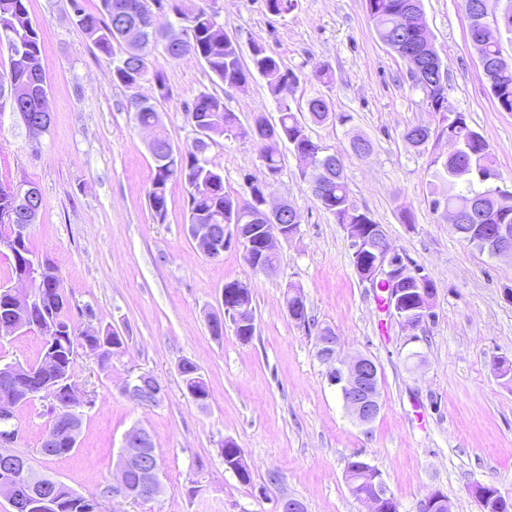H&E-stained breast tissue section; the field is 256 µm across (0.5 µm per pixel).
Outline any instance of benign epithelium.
Returning <instances> with one entry per match:
<instances>
[{
  "label": "benign epithelium",
  "mask_w": 512,
  "mask_h": 512,
  "mask_svg": "<svg viewBox=\"0 0 512 512\" xmlns=\"http://www.w3.org/2000/svg\"><path fill=\"white\" fill-rule=\"evenodd\" d=\"M429 64L421 65L412 58H406L408 77L411 80L428 82V77L441 62L440 57L427 52ZM11 111H17L18 100H24L25 108L30 112L40 113V118L30 126L29 132L41 134L50 126V112L47 110V87L37 78L25 84H15L7 90ZM18 212L25 217L27 223L16 225L20 234H25L29 225L35 223L41 211V192L34 184L18 187L15 192ZM265 211L262 216L268 223L263 225L265 240L253 243L255 225L237 224L232 232H224V247L237 245L245 248L249 264L262 273L270 272L264 266L263 256L269 249L277 248L278 241L292 239L300 228L299 216L295 209L289 210L278 203H264ZM482 204L477 198L466 196L457 205L450 208L439 206L448 222L458 224L462 220L475 215L481 210ZM289 214L290 223L279 224L277 219L283 214ZM188 235L196 242L198 248L206 251L213 242L214 230L209 224L186 225ZM464 234L475 240H483L487 244V252L498 258L512 260V225L496 224L488 229L484 224L464 225ZM348 235L352 241L353 267L363 281L374 286L385 281L391 287V314L394 315L405 330H415L433 314V304L430 286L424 282L420 270L408 269L400 255L391 247L385 237L381 224H351ZM412 282L421 288L422 304L420 308L406 313L400 308V296L404 293L401 286ZM287 292L292 295L293 303L286 306L291 320L302 327H307L300 315L306 299L301 291L292 284L287 285ZM224 318L233 320V327L250 335L255 333L256 324L250 307L236 299L230 300L223 306ZM317 356L323 363L330 366L328 378L331 384L337 386L347 411L361 425H369L380 413L379 382L381 373L376 361L366 355L357 354L345 356L341 353L339 337L335 330L320 327L317 336ZM30 376L28 366L7 363L0 365V380L8 387L24 382ZM123 393L128 397L141 401L149 397L148 403L157 405L165 397V388L161 382L148 372H142L126 381ZM18 439V432L10 430L0 434V469L23 475L29 471L30 462L19 453L11 450ZM160 466L155 460L154 450L147 431L134 426L129 429L122 440V453L118 463L116 488L121 490V497L132 502H148L158 497L162 491L159 479ZM376 482V493L364 497L370 512H377L385 500L391 498L380 477L373 478ZM0 496L5 498L12 512H30L35 502L29 495L28 486L16 482L0 487ZM449 505L439 492L431 493L420 504V512H447Z\"/></svg>",
  "instance_id": "benign-epithelium-1"
}]
</instances>
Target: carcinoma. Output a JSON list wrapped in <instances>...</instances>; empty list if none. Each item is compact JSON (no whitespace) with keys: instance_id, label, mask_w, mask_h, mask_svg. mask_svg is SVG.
<instances>
[{"instance_id":"1","label":"carcinoma","mask_w":512,"mask_h":512,"mask_svg":"<svg viewBox=\"0 0 512 512\" xmlns=\"http://www.w3.org/2000/svg\"><path fill=\"white\" fill-rule=\"evenodd\" d=\"M28 0H0V23L5 22L11 30L12 40L19 54H9V69L0 72V87L20 79L29 68V63H40L42 40L39 28L29 16L26 6ZM100 7L95 12H87L79 0H70L72 10L77 17V26L93 45L104 55L112 58L109 81L126 88L135 83L151 81L158 95L165 97L167 87L164 75L150 69L149 50L163 45V50L172 60H180L192 55L205 63L213 75L224 85L234 88L246 84L259 74L269 81L272 93L276 97L280 113L274 131L283 141H291L297 147L314 151L320 146L306 133L305 122L301 118L308 112L309 119L315 124L328 120L341 123L348 121L345 116L333 112L329 100L323 96L309 99V106L293 110L287 98L282 96L288 89V83L299 82L298 75L290 69H284L279 59L265 46H251L252 67L242 62L241 47L238 41L224 31L213 19L206 8L195 10V31L186 44H163L161 30L153 28L139 44L140 53L114 57V44L119 42L114 28L120 18L117 13L127 17L149 8V0H99ZM422 0H365L370 17L376 18L377 31L382 41L390 42L394 52H405L422 57L426 54L431 34L402 23L406 11ZM484 6L491 13L504 12L508 22L502 29L481 32L484 53L495 60L502 55L501 31L512 33V0H485ZM489 88L501 109L512 112V65L499 67L491 71ZM435 82L440 87L426 91L429 107L448 109L446 91L448 90V65L441 64L435 73ZM129 111L139 126H158L155 103L149 99L141 102H129ZM190 124L209 136L231 137L239 124L234 113L224 108V102L212 95L199 96L192 108L186 112ZM458 142L455 156L447 159L431 158L430 164L438 166L444 172L441 182L429 185L431 203L440 198L448 205L456 204V199L468 193L476 192L475 185L482 184L490 192L486 197L484 210L478 216L480 224H512V191H494L491 182L498 179L493 168L492 154L483 136L461 120L453 130ZM259 145L263 177L247 180L248 198L239 200L224 190V176L214 169L206 157L208 147L198 143L176 150L168 136L161 130L155 131L151 153L154 160V172L148 197L152 198L154 215L164 220L167 213V189L171 182H180L188 189V221L191 224H213L218 239L206 256L217 259L224 254V227L235 224H259V210L262 209L264 193L271 185L270 177L280 174L281 157L275 147H266L261 140ZM317 159L332 173L326 193L317 198L320 206L335 216L339 224H372L370 215L360 210L352 202L345 180V162L335 154H319ZM15 188L0 184V243L10 242L8 250L12 274L20 277L26 273L31 261L36 259L42 265V280L35 284L36 291L42 293L41 306L26 311L10 295L8 289L0 287V327L10 326L19 321L25 323L28 330L42 331L48 327L47 321L58 325L59 331L53 345L42 347L39 359L32 365L31 379L24 384V392L15 398L22 404L35 398L31 390L54 382L67 373H72L75 363V345H80L93 355L101 367H106L117 349L122 347L118 333L110 328L97 331L76 333L73 322L68 316L71 305L60 289L59 269L47 256H39L30 247L29 237H16V222L10 219L14 210ZM181 376L185 389L202 400L209 398L208 385L196 364L188 359L182 360ZM58 403L51 407L52 419L43 434L40 453L47 457H59L75 448V439L68 425L58 419L57 413L63 410L66 393L60 391ZM346 475L353 478L352 494L361 497L374 492L373 482L363 461L352 460L348 463ZM40 506L31 512H100L101 503L94 497L75 496L70 489L45 490L40 492Z\"/></svg>"}]
</instances>
